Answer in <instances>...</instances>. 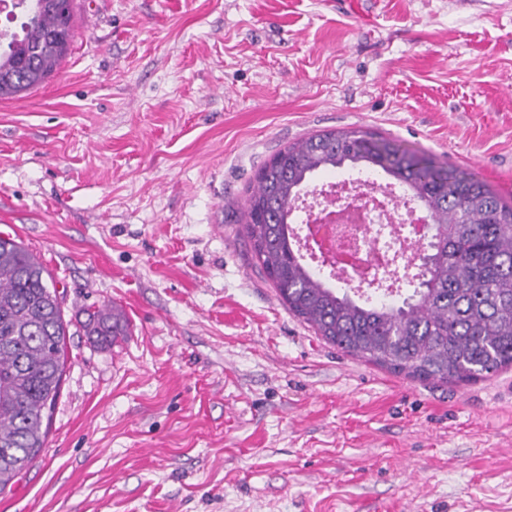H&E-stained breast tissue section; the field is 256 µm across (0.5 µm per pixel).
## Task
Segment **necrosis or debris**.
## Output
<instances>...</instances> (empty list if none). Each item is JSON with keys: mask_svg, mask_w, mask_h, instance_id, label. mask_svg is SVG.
Listing matches in <instances>:
<instances>
[{"mask_svg": "<svg viewBox=\"0 0 512 512\" xmlns=\"http://www.w3.org/2000/svg\"><path fill=\"white\" fill-rule=\"evenodd\" d=\"M349 191L328 187L330 209L355 212V219L326 223L338 262L336 274L344 283H391L400 287L410 277L415 250L421 242L417 214L405 211L394 185L358 175Z\"/></svg>", "mask_w": 512, "mask_h": 512, "instance_id": "necrosis-or-debris-1", "label": "necrosis or debris"}]
</instances>
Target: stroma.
<instances>
[{"label": "stroma", "mask_w": 512, "mask_h": 512, "mask_svg": "<svg viewBox=\"0 0 512 512\" xmlns=\"http://www.w3.org/2000/svg\"><path fill=\"white\" fill-rule=\"evenodd\" d=\"M60 68L0 100V232L68 323L0 512H512V367L419 381L317 336L258 274L277 150L359 128L512 205V0H72ZM117 305L128 335L80 326Z\"/></svg>", "instance_id": "35a3bbf8"}]
</instances>
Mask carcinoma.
Listing matches in <instances>:
<instances>
[{"instance_id":"1","label":"carcinoma","mask_w":512,"mask_h":512,"mask_svg":"<svg viewBox=\"0 0 512 512\" xmlns=\"http://www.w3.org/2000/svg\"><path fill=\"white\" fill-rule=\"evenodd\" d=\"M71 2L19 0L20 32L0 48V100L40 86L59 69L73 38ZM346 164L392 176L434 221L420 287L400 306L337 292L295 249L288 218L304 185ZM243 232L288 310L351 356L443 383L512 366V207L462 170L367 131H324L264 164ZM50 279L31 252L0 234V491L40 453L44 411L59 395L67 325ZM82 327L110 345L128 324L114 306L87 311Z\"/></svg>"}]
</instances>
